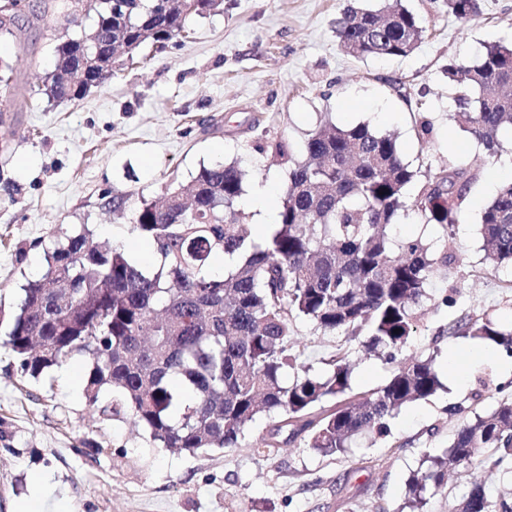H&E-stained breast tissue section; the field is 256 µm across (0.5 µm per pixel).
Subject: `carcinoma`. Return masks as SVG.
Masks as SVG:
<instances>
[{"instance_id": "1", "label": "carcinoma", "mask_w": 512, "mask_h": 512, "mask_svg": "<svg viewBox=\"0 0 512 512\" xmlns=\"http://www.w3.org/2000/svg\"><path fill=\"white\" fill-rule=\"evenodd\" d=\"M460 21L478 0H444ZM26 0H0V35H15ZM92 17L88 30L55 46V67L44 80L50 101L75 100L103 86L109 52L134 60L147 45L183 37L194 17L223 11L220 0H68ZM340 48L354 58L411 54L425 30L399 5L391 10L350 6L334 22ZM450 117L494 157L512 130V43L493 42L471 64H448ZM266 149L288 164L277 223L259 238L236 206L245 171L239 163L202 167L190 199L170 183L134 209V229L156 246L157 263L139 269L90 230H60L41 278L22 288L0 347L36 379L74 354L88 359L84 396L105 420L130 416L159 448L195 455L234 448L262 415H279L262 437L268 451L305 433L324 456L343 454L358 437L390 433L403 407L427 401L441 387L435 357L413 358L369 393L347 397L351 371L344 358L321 374L288 383L292 317L324 332L355 338L368 352L395 359L417 327L432 276L455 260L451 246L435 256L420 238L395 239L400 215L413 213L446 228L458 223L484 161L448 159L438 173L404 161L397 136L366 122L341 126L320 117L301 152L283 139ZM480 232L494 267H512V185L484 206ZM232 264L223 274L212 258ZM451 335L473 336L512 358V329L489 318L458 321ZM325 400L334 408L315 415ZM479 459L497 470L512 460V402L474 414L457 427L448 448L408 479L412 512L426 494L447 485L448 472ZM458 512H512L475 480Z\"/></svg>"}]
</instances>
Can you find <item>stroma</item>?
<instances>
[{
    "instance_id": "stroma-1",
    "label": "stroma",
    "mask_w": 512,
    "mask_h": 512,
    "mask_svg": "<svg viewBox=\"0 0 512 512\" xmlns=\"http://www.w3.org/2000/svg\"><path fill=\"white\" fill-rule=\"evenodd\" d=\"M354 0H224L223 13L195 18L188 39L149 45L137 64L116 66L112 79L84 98L50 101L39 93L60 38L91 24L58 5L52 19L0 37L14 94L0 122V320H9L21 288L41 277L56 229H89L135 255L140 199L177 180L190 185L202 167L236 161L244 188L266 191L278 207L287 168L260 146L285 138L301 146L321 114L340 125L370 122L397 134L412 165L439 169L471 161L484 149L448 118V65L465 63L485 44L512 41V0H479L462 22L443 0H403L425 30L405 57L357 60L338 46L333 22ZM434 126L419 138L418 115ZM512 182V145L485 165L453 231L401 216L394 234L422 238L433 251L453 241L457 260L430 280L428 298L398 361L435 356L446 374L449 350L468 337L448 335L454 320L490 318L512 326V269L493 268L479 234L484 205ZM126 196L122 211L105 201ZM297 364L321 373L342 355L353 393L389 377L393 366L366 353L361 339L291 322ZM66 368V367H65ZM65 368L34 379L0 347V512L29 495L34 474L51 473L65 512H401L407 480L427 456L447 448L456 421L449 405L466 399L484 363L469 366L427 401L408 404L377 443L357 439L342 455L322 456L296 438L272 456L255 446L269 420L259 418L238 447L198 455L155 447L131 420L102 421Z\"/></svg>"
}]
</instances>
